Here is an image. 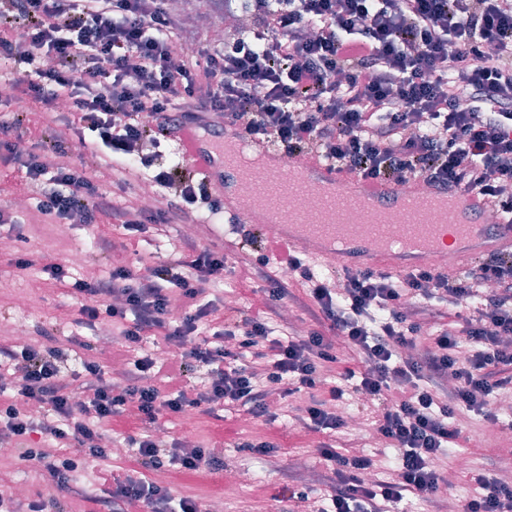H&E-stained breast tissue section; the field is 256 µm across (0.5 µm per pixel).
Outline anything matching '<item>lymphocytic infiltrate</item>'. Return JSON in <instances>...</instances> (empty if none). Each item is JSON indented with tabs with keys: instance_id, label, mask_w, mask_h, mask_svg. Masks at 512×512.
Segmentation results:
<instances>
[{
	"instance_id": "1",
	"label": "lymphocytic infiltrate",
	"mask_w": 512,
	"mask_h": 512,
	"mask_svg": "<svg viewBox=\"0 0 512 512\" xmlns=\"http://www.w3.org/2000/svg\"><path fill=\"white\" fill-rule=\"evenodd\" d=\"M221 2L240 23L202 44L185 38L191 21L168 0H0L5 84L28 104L0 119V151L41 187L44 215L118 224L133 242L150 228L219 214V201L180 166L156 170L166 194L148 213L112 203L84 161L97 146L122 157L132 177L152 165L161 132L196 124L217 135L236 127L284 157L310 155L364 178L474 193L498 223L512 224V0ZM62 102L77 154L56 134ZM134 142L144 151L131 159ZM269 264L257 232L236 250L188 240L179 256L154 257L141 271L112 264L89 280L44 259L47 278L68 287L74 325L109 324L131 358L117 373L95 358L71 369L62 347L0 344V374L12 377L0 438L70 492L74 472L107 456L99 442L124 420L203 407L270 423L281 400L308 392L302 428L338 431L348 425L338 403L352 392L373 404L372 433L399 449L401 465L375 478L370 458L320 443L329 504L300 491L304 512H386L407 492L447 512L449 479L434 461L459 435L453 416L488 410L512 386V254L475 259L459 276L340 266L320 277L289 255L278 266L291 281L270 280L245 312L225 314L208 299V284L225 272L246 281ZM294 281L308 284L317 327L282 340L270 320L293 300ZM203 325L212 336L200 334ZM152 336L162 337L165 362L136 356ZM343 345L360 368H345L341 384L315 396L321 368L340 362ZM198 364L211 381L191 396ZM127 441L144 469L224 467L216 449L189 451L168 434ZM103 483L97 512H200L197 500L143 477L109 474ZM475 483L463 512H512L511 484L481 474Z\"/></svg>"
}]
</instances>
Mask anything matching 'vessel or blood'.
<instances>
[{"label":"vessel or blood","instance_id":"vessel-or-blood-1","mask_svg":"<svg viewBox=\"0 0 512 512\" xmlns=\"http://www.w3.org/2000/svg\"><path fill=\"white\" fill-rule=\"evenodd\" d=\"M235 130L217 139L200 127L188 124L173 131L169 139L175 145L185 168L200 176L209 192L218 196L227 215H238L236 204L237 174L224 161L223 140H236ZM295 168L309 180L329 187L335 193H357L367 210L391 204L410 195V187L364 180L344 171L325 166L311 157L296 159ZM460 209L462 221L452 224L399 222L408 248L382 244L386 232L381 224H334L327 217L300 216L298 223H279L270 234L268 253L286 248L322 265L333 263L360 270L375 268L389 273L435 268L444 252L443 237H452V251L458 267L473 259L512 252V224L482 223L484 202L472 193L449 195Z\"/></svg>","mask_w":512,"mask_h":512}]
</instances>
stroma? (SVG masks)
<instances>
[{
    "instance_id": "stroma-1",
    "label": "stroma",
    "mask_w": 512,
    "mask_h": 512,
    "mask_svg": "<svg viewBox=\"0 0 512 512\" xmlns=\"http://www.w3.org/2000/svg\"><path fill=\"white\" fill-rule=\"evenodd\" d=\"M16 219V231H0V238L10 243L7 250H0V337L12 335L19 324L25 326L27 340L31 343L40 341L46 334L63 341L78 333L90 347L92 356L108 362L119 360L118 351L102 347L93 331L76 330L70 316L60 310L66 300L63 289L46 281L40 267L45 258L66 262L69 252L80 248L86 251L94 272L104 270L105 263L95 249L94 230L78 224L61 230L58 224L27 207L18 208ZM20 251L28 253L33 261L28 269L18 270L13 266ZM306 401L303 395L287 398L280 405L277 421L271 425L234 410L221 417L197 410L192 431L194 440L203 446L219 448L229 470L247 475L248 480L229 491L225 488L224 474L220 472L172 473L168 480L175 494L196 498L205 505L223 501L224 512H296L298 503L292 494L302 486H310L314 495L325 494L322 482L325 468L317 448L326 436L305 432L293 422L298 408L305 406ZM347 412L360 421L361 427L356 431L343 430L341 439L371 457L378 472L386 474L395 470L400 464L398 450L372 444L369 440L366 428L369 411L354 404ZM455 422L461 435L442 456L441 469L452 474L458 495L464 500L471 491L472 475L499 478L504 473H512V439L500 434L501 427L512 424V413L498 411L496 421L492 422L484 415L469 412L456 415ZM475 436L483 437V446H472L471 439ZM266 437L278 444L276 456L257 455L242 447L243 442ZM461 453L469 458V465L464 469L455 466V458ZM298 460L305 469L301 475L294 469ZM0 487L12 492L23 491L35 499H57L65 512H87L89 508L87 502L58 490L49 477L31 468L15 451L0 455Z\"/></svg>"
}]
</instances>
